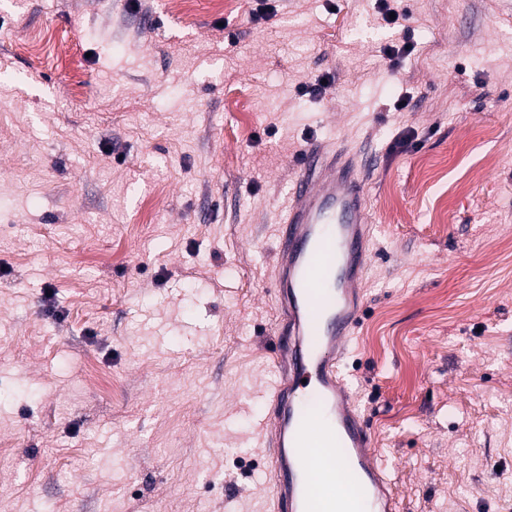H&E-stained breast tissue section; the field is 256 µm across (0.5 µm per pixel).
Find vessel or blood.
I'll return each instance as SVG.
<instances>
[{
    "instance_id": "b4317fda",
    "label": "vessel or blood",
    "mask_w": 512,
    "mask_h": 512,
    "mask_svg": "<svg viewBox=\"0 0 512 512\" xmlns=\"http://www.w3.org/2000/svg\"><path fill=\"white\" fill-rule=\"evenodd\" d=\"M279 236L272 280L282 317L273 331L288 342L264 394L269 512H401L342 365L363 311L357 288L371 245L364 181L335 148L301 150ZM340 479L361 500L337 494Z\"/></svg>"
}]
</instances>
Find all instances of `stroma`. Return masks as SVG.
I'll return each mask as SVG.
<instances>
[{
	"instance_id": "1",
	"label": "stroma",
	"mask_w": 512,
	"mask_h": 512,
	"mask_svg": "<svg viewBox=\"0 0 512 512\" xmlns=\"http://www.w3.org/2000/svg\"><path fill=\"white\" fill-rule=\"evenodd\" d=\"M406 6L0 0V512H264L316 142L366 187L344 365L406 512H512V0Z\"/></svg>"
}]
</instances>
